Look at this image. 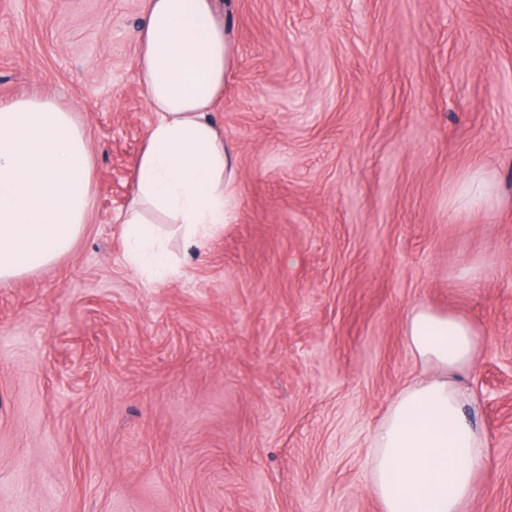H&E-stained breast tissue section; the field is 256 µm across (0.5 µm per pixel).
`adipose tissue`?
<instances>
[{
	"instance_id": "1",
	"label": "adipose tissue",
	"mask_w": 512,
	"mask_h": 512,
	"mask_svg": "<svg viewBox=\"0 0 512 512\" xmlns=\"http://www.w3.org/2000/svg\"><path fill=\"white\" fill-rule=\"evenodd\" d=\"M139 42V79L155 120L123 222L129 265L160 277L168 257L149 211L170 217L196 246L232 207L236 160L210 112L224 94L235 45L220 0H149ZM92 171L71 109L39 96L0 102V285L71 251L89 221ZM455 203L462 214L491 208V178L470 175ZM405 336L414 358L435 373L394 397L371 437L369 482L383 512H464L487 441L451 376L472 364L479 334L467 320L419 303Z\"/></svg>"
}]
</instances>
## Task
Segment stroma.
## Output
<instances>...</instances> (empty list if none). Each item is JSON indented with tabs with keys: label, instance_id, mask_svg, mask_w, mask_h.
Returning a JSON list of instances; mask_svg holds the SVG:
<instances>
[{
	"label": "stroma",
	"instance_id": "stroma-1",
	"mask_svg": "<svg viewBox=\"0 0 512 512\" xmlns=\"http://www.w3.org/2000/svg\"><path fill=\"white\" fill-rule=\"evenodd\" d=\"M146 8L0 0V100L73 107L94 159L71 252L0 287V512H383L370 438L420 302L480 335L467 512H512V0H221L235 209L191 254L161 225L155 280L121 222ZM477 171L497 199L463 218Z\"/></svg>",
	"mask_w": 512,
	"mask_h": 512
}]
</instances>
